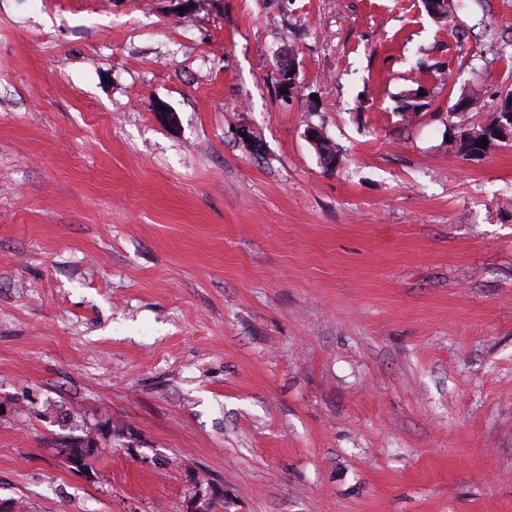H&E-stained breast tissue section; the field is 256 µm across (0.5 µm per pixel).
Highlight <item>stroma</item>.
<instances>
[{"label": "stroma", "instance_id": "stroma-1", "mask_svg": "<svg viewBox=\"0 0 512 512\" xmlns=\"http://www.w3.org/2000/svg\"><path fill=\"white\" fill-rule=\"evenodd\" d=\"M447 2L0 0V507L512 512V0ZM512 104V92H507L504 97L500 100V105L497 108L495 112H492L490 115L487 116L486 120L483 123L480 124H473L470 127L463 126L462 130L459 134V141L463 142L465 137L472 131H480L481 134L479 135V138L483 139L484 137H487V134L491 131V129L496 125L498 122V116L500 115V112H503L505 109H508L509 106ZM92 438L89 436H86L85 438L81 437H67L61 444L64 445V454L66 457H70L75 464V466H72V468L79 469L86 467L87 460L90 459L93 454L90 452L89 448H93V445H95V448H97V444Z\"/></svg>", "mask_w": 512, "mask_h": 512}]
</instances>
